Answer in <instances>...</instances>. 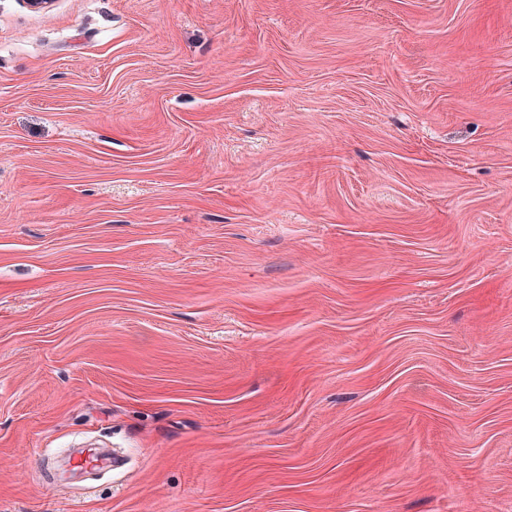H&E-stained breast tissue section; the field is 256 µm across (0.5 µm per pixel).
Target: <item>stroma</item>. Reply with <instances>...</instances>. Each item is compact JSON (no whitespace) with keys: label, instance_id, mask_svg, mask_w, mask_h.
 <instances>
[{"label":"stroma","instance_id":"obj_1","mask_svg":"<svg viewBox=\"0 0 512 512\" xmlns=\"http://www.w3.org/2000/svg\"><path fill=\"white\" fill-rule=\"evenodd\" d=\"M0 512H512V0H0ZM108 463L106 456L97 450L80 452L68 461V470L73 473H82L89 468H99Z\"/></svg>","mask_w":512,"mask_h":512}]
</instances>
